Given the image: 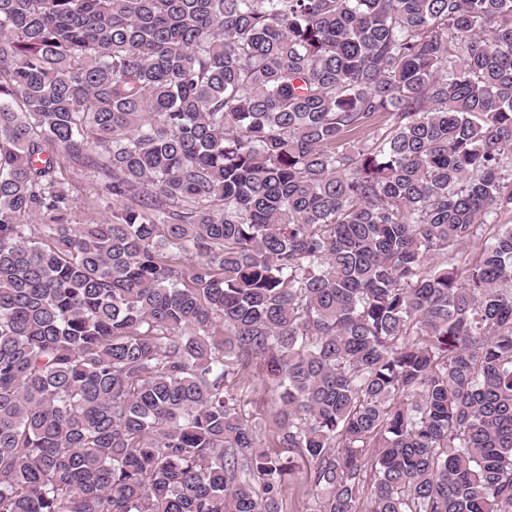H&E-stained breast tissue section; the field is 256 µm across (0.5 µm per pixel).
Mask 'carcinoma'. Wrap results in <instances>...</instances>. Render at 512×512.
<instances>
[{"label":"carcinoma","instance_id":"obj_1","mask_svg":"<svg viewBox=\"0 0 512 512\" xmlns=\"http://www.w3.org/2000/svg\"><path fill=\"white\" fill-rule=\"evenodd\" d=\"M508 216L512 0H0V512H280L255 358L319 512H512ZM66 187L77 204L72 214V223L89 224L112 214L113 205L107 207V195L88 163L74 162L64 152L57 153Z\"/></svg>","mask_w":512,"mask_h":512}]
</instances>
